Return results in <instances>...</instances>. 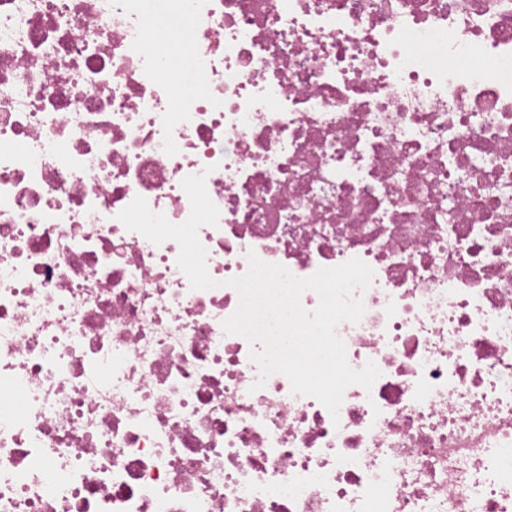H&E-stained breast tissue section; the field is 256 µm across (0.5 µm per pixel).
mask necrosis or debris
Masks as SVG:
<instances>
[{
	"instance_id": "obj_1",
	"label": "necrosis or debris",
	"mask_w": 512,
	"mask_h": 512,
	"mask_svg": "<svg viewBox=\"0 0 512 512\" xmlns=\"http://www.w3.org/2000/svg\"><path fill=\"white\" fill-rule=\"evenodd\" d=\"M0 0V512H512V0ZM206 173L220 216L179 246ZM374 271L338 418L227 279ZM20 394V409L6 408ZM189 33L187 19L176 16L158 6L156 11V26L151 34V46L159 51L166 48L171 40L184 41Z\"/></svg>"
}]
</instances>
